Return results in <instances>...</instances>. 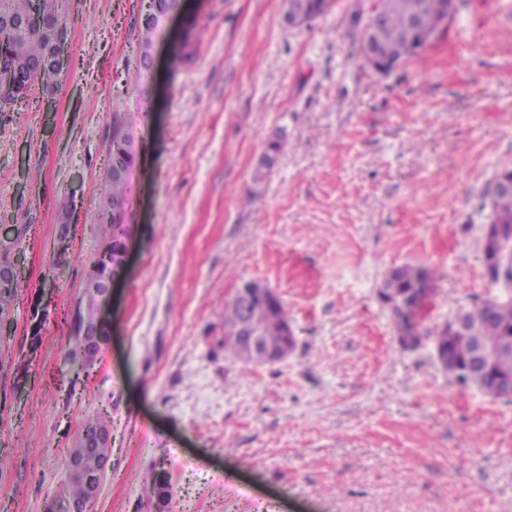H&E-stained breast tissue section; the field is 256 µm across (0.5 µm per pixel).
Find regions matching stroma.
Segmentation results:
<instances>
[{
    "label": "stroma",
    "mask_w": 512,
    "mask_h": 512,
    "mask_svg": "<svg viewBox=\"0 0 512 512\" xmlns=\"http://www.w3.org/2000/svg\"><path fill=\"white\" fill-rule=\"evenodd\" d=\"M147 2L80 0L62 91L0 116V215L26 279L11 353L28 375L15 396L0 373V512H46L96 414L111 452L92 512H512V400L434 357L448 320L498 292L478 207L512 166V0H458L447 33L386 75L357 53L358 0L300 27L286 0H184L141 75ZM118 120L138 155L127 274L112 340L72 386L68 324ZM405 263L435 275L407 349L377 300ZM250 281L288 311L281 361L224 355V303Z\"/></svg>",
    "instance_id": "stroma-1"
}]
</instances>
